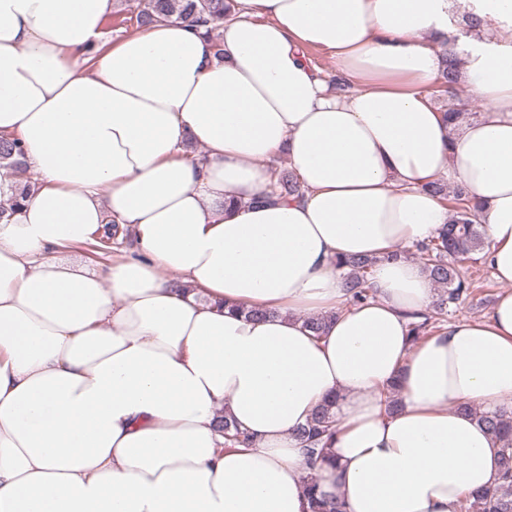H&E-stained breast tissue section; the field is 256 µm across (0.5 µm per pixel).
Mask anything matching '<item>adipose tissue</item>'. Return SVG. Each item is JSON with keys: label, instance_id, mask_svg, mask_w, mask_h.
I'll return each instance as SVG.
<instances>
[{"label": "adipose tissue", "instance_id": "adipose-tissue-1", "mask_svg": "<svg viewBox=\"0 0 512 512\" xmlns=\"http://www.w3.org/2000/svg\"><path fill=\"white\" fill-rule=\"evenodd\" d=\"M111 11L0 0V132L42 184L0 223V512H309L311 475L346 512H459L502 453L467 409L512 403V46L492 36L512 0H235L220 59L173 20L102 43ZM471 12L458 45L448 16ZM461 48L487 109L454 127L427 90ZM282 153L303 197L272 192ZM442 179L505 288L414 344L437 292L391 253L447 224ZM110 220L132 251L47 255ZM363 257L374 297L353 305L335 262ZM330 397L311 472L296 433ZM224 418L251 447H225Z\"/></svg>", "mask_w": 512, "mask_h": 512}]
</instances>
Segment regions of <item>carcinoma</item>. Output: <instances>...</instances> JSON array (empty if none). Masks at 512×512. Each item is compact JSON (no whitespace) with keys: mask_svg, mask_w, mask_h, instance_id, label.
I'll return each mask as SVG.
<instances>
[{"mask_svg":"<svg viewBox=\"0 0 512 512\" xmlns=\"http://www.w3.org/2000/svg\"><path fill=\"white\" fill-rule=\"evenodd\" d=\"M136 22L147 26L159 19L175 20L189 27L199 24L209 26L208 32L224 27V20L232 16L234 4L230 0H132L130 4ZM460 61L454 56L445 61L433 92L446 97L443 112L448 123L456 126L469 116L468 104L457 94ZM0 168L10 176L11 194L8 203L0 206V220H7L20 201L34 195L39 183L29 176L22 143L17 137H0ZM273 192L287 198L302 192L301 182L291 171L274 173ZM431 191L439 195L450 211L448 224L439 235L428 242L417 243L411 250H396L391 257L410 256L418 260L438 288V299L428 313L409 315L408 331L411 342L416 344L436 333L437 324L448 317L452 305L464 302L474 293L473 282L468 277L466 262L472 255L484 249V236L480 225L471 218L467 193L458 190L448 195L447 184L434 182ZM376 260L369 258L338 261L336 265L347 267L345 287L350 303L356 304L372 297L371 277ZM485 426L499 445L502 453L500 473L494 486L461 499L460 512H512V408L500 407L486 411L466 407ZM337 419L333 402L319 406L297 432V438L305 443L307 464L313 468L318 462L329 459L328 449L336 435ZM224 445L234 448L249 444V438L229 421L222 424ZM307 495L311 512H343L340 500L319 493L314 477H309Z\"/></svg>","mask_w":512,"mask_h":512,"instance_id":"carcinoma-1","label":"carcinoma"}]
</instances>
